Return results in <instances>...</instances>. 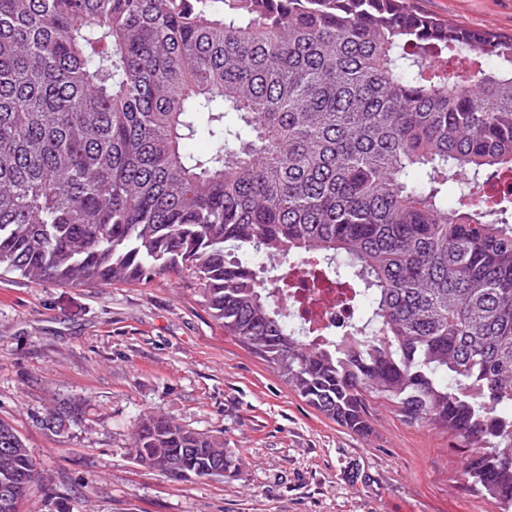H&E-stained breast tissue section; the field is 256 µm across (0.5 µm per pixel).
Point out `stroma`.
<instances>
[{
  "label": "stroma",
  "mask_w": 512,
  "mask_h": 512,
  "mask_svg": "<svg viewBox=\"0 0 512 512\" xmlns=\"http://www.w3.org/2000/svg\"><path fill=\"white\" fill-rule=\"evenodd\" d=\"M415 4L512 35V0ZM149 413L222 437L239 474L179 479L140 465L131 442ZM367 414L360 434L306 403L224 330L189 272L82 286L0 275V419L39 473L24 512H498L464 481L446 429L405 423L378 398Z\"/></svg>",
  "instance_id": "stroma-1"
}]
</instances>
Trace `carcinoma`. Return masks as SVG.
Segmentation results:
<instances>
[{
  "label": "carcinoma",
  "mask_w": 512,
  "mask_h": 512,
  "mask_svg": "<svg viewBox=\"0 0 512 512\" xmlns=\"http://www.w3.org/2000/svg\"><path fill=\"white\" fill-rule=\"evenodd\" d=\"M505 178L512 36L414 0H0V272L187 270L310 405L360 433L370 397L448 429L465 481L512 512ZM289 260L362 303L349 334L295 328L290 279L268 276ZM131 448L175 478L241 468L163 415ZM35 480L0 420V512Z\"/></svg>",
  "instance_id": "cac0c4a2"
}]
</instances>
